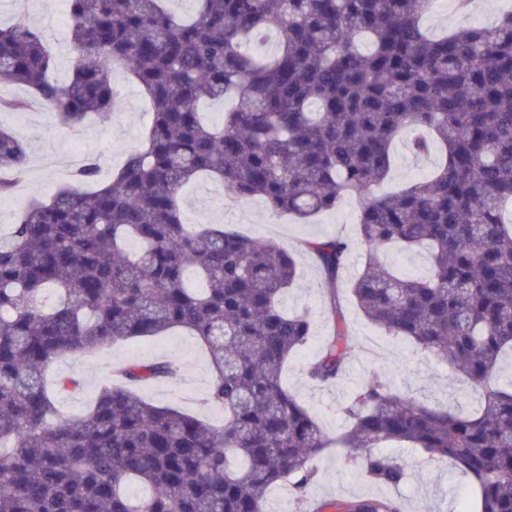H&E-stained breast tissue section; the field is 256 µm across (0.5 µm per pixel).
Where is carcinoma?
Here are the masks:
<instances>
[{
    "instance_id": "1",
    "label": "carcinoma",
    "mask_w": 512,
    "mask_h": 512,
    "mask_svg": "<svg viewBox=\"0 0 512 512\" xmlns=\"http://www.w3.org/2000/svg\"><path fill=\"white\" fill-rule=\"evenodd\" d=\"M67 0L71 71L27 18L0 24V82L28 92L78 129L112 111L121 70L149 97L141 147L98 180L88 158L48 200L0 233V512H268L270 487L300 492L335 446L385 486L405 478L384 453L403 444L452 461L473 484L475 512H512V11L496 24L433 36L434 0ZM275 48L258 51L269 38ZM231 101L222 121L204 102ZM439 149L433 174L378 196L394 144ZM28 145L0 129V195L14 190ZM206 173L233 198L307 220L361 201L362 272L342 273L350 242L307 240L328 287L333 330L307 366L339 379L349 355L340 292L385 333L413 344L482 390L476 410L435 406L374 378L327 436L282 383L311 322L280 304L298 257L222 224L183 216L182 189ZM427 245V276L396 275L380 254ZM55 294L52 305L46 294ZM185 330L206 347L215 426L143 399L134 386L176 376L173 360L112 371L71 417L46 375L58 360ZM134 485L147 494L135 496ZM333 512H403L393 496L331 502Z\"/></svg>"
}]
</instances>
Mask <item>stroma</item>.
<instances>
[{"label":"stroma","mask_w":512,"mask_h":512,"mask_svg":"<svg viewBox=\"0 0 512 512\" xmlns=\"http://www.w3.org/2000/svg\"><path fill=\"white\" fill-rule=\"evenodd\" d=\"M479 3V8L467 16L456 14L449 5L434 6L424 24L439 34L489 25L512 10V0H479ZM20 14L45 28L57 56L55 75L66 78L71 60L66 0H0V23H10ZM114 80L118 95L107 119L89 123L78 131L64 128L41 108L0 112V126L26 139L30 154L19 190L14 196L0 198V227L15 223L32 197L50 198L67 181L74 156L96 157L100 177L107 181L121 167L126 155L141 145L151 122L150 102L125 74L115 75ZM394 154L391 177L383 186L387 192L427 175L437 161L433 155L414 158L402 141L397 142ZM201 196L195 183L183 193L182 208L189 223L231 225L288 250L297 249L302 241L309 239L355 235L359 204L353 199L345 201L335 212L302 222L271 214L258 199L232 200L217 182L211 185L209 208H202ZM341 305L350 344L346 372L335 383L317 385L307 378L305 370L329 335L332 317L325 302L320 272L309 256H301L299 278L282 296L281 306L289 312H306L314 329L307 344L290 357L283 382L310 407L326 433H336L344 426V407L375 376L404 391L422 393L435 402L450 401L469 409L478 406L479 392L451 382L447 365L433 356L416 352L407 341L385 335L349 299H342ZM173 357L182 365L179 378L139 385V393L153 403L176 407L216 424L223 422L218 407L206 400L211 377L209 356L195 337L184 332L110 346L92 357L76 356L58 362L52 368L53 373L75 377L81 383L79 391L61 394L60 406L67 413H80L109 382L117 364ZM389 453L407 465L408 477L398 488L363 479L351 455L324 454L315 458L317 476L304 493H296L286 483L270 491V512H309L311 504L316 502L383 495L399 497L404 512H473L474 490L468 478L453 465L440 464L421 451L399 445L391 446Z\"/></svg>","instance_id":"stroma-1"}]
</instances>
